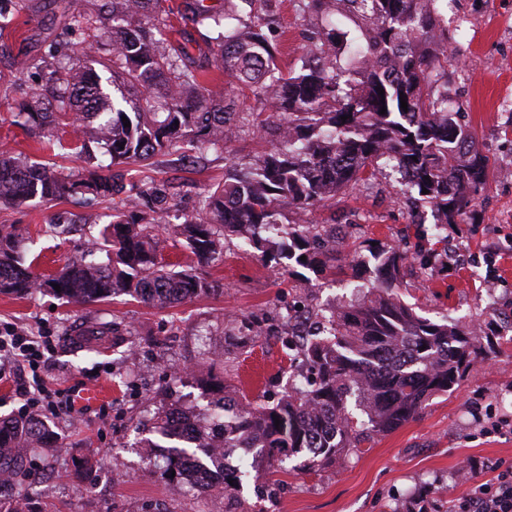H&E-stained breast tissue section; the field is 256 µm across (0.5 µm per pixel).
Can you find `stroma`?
<instances>
[{
	"mask_svg": "<svg viewBox=\"0 0 512 512\" xmlns=\"http://www.w3.org/2000/svg\"><path fill=\"white\" fill-rule=\"evenodd\" d=\"M98 4L12 0L11 26L0 34V151L21 152L60 170L80 167L75 156L43 148L38 137L15 125L12 102L36 91L40 80L15 75L13 61L22 54L66 52L77 38L72 14L93 12ZM437 6L448 28V90L460 106L459 123L489 160V177L472 219L448 233L456 251L447 266L428 278L410 263L399 292L421 315L491 327L493 354L474 359L455 391L434 398L417 419L379 437L373 447L307 474L277 473L273 485L244 481L236 501L217 492L201 498L149 465L146 449L137 445L139 429L164 407L203 410L206 385L219 382L249 401L277 402L291 371V352L281 345L289 332L287 310L347 300L352 285L365 279L351 256L343 255L340 277L304 268L292 276L264 266L254 249L235 238L206 269L218 290L166 310L127 296L67 304L46 289L21 297L0 294V327L12 324L52 338L47 375L57 387L78 383L105 393L71 417L38 408L59 446L36 449L30 457L32 475L22 487L30 512H407L421 492L429 512H448L449 500L493 477L491 469L465 471L468 460L512 467V433L486 427L488 420L512 415V327L501 317L512 308V0H438ZM266 9L282 33L281 64L298 65L310 20L294 0H269ZM265 146L246 134L228 151L192 161L161 153L152 167H133L125 180L149 176L166 182L180 214L188 215L201 193L223 181L228 156ZM111 213L108 201H34L0 209V224L18 225L33 271L52 274L83 252ZM342 213L362 252L397 246L413 256L434 246L432 222L413 223L395 173L315 209L310 218L330 224ZM255 317L264 319L269 338L251 336L247 324ZM112 322L121 325V335L101 336ZM176 366L188 368V375L174 378Z\"/></svg>",
	"mask_w": 512,
	"mask_h": 512,
	"instance_id": "35a3bbf8",
	"label": "stroma"
}]
</instances>
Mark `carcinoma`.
<instances>
[{"instance_id":"carcinoma-1","label":"carcinoma","mask_w":512,"mask_h":512,"mask_svg":"<svg viewBox=\"0 0 512 512\" xmlns=\"http://www.w3.org/2000/svg\"><path fill=\"white\" fill-rule=\"evenodd\" d=\"M257 2L224 0L218 9L204 0H181L175 7L168 0H103L98 14L74 21L82 47L98 56L94 63L107 77L83 61L81 51L57 67L27 55L17 59V72L38 68L42 84L15 102L16 124L61 148L70 134L69 149L88 166L64 172L3 151L0 206L107 200L112 220L83 258L43 276L26 263L20 229L1 224V294L27 295L57 284L55 295L68 303L129 296L168 309L213 291L198 269L177 270L160 259L168 240L208 265L224 255L227 239L247 236L264 264L321 274L335 267L346 240L308 215L387 168L413 193L415 223L424 221L427 208L436 224L472 213L487 184L488 161L456 119L445 67L448 27L438 17L437 0H297L316 25L300 65L287 72L265 32L269 19L255 11ZM174 18L210 27V53L194 58L169 47L170 36L180 33ZM213 71L263 103L269 114L256 113L254 133L264 136L274 118L275 139L251 156L229 159L224 181L204 192L193 214L179 224L164 223L172 208L165 185L152 179L126 195L123 174L112 168L146 167L164 152L191 158L236 142L241 123L208 86ZM96 150L110 163L94 164ZM262 230L268 235H259ZM99 251L112 259L95 261ZM417 259L431 276L443 253H419ZM407 261L395 249L370 253L363 266L379 284L318 313L326 330L311 336L301 352L313 375L306 391L288 390L273 405L243 404L222 397L224 385L218 384L207 391L219 398L200 416L172 407L159 413L148 428L157 440L145 438L142 447L164 449L157 463L161 477L187 482L194 463L220 474L217 481L193 484L199 495L219 490L236 497L243 488L247 472H225L224 459L207 440L186 441L178 430L183 419L201 433L219 429L225 448L267 461L271 477L293 458L300 459L293 470L307 472L371 443L458 386L474 358L492 353L482 347L486 333L479 325L425 317L404 302L395 288ZM52 441L36 414L1 420L0 475L21 487L31 449ZM0 512L30 509L22 496L0 494Z\"/></svg>"}]
</instances>
